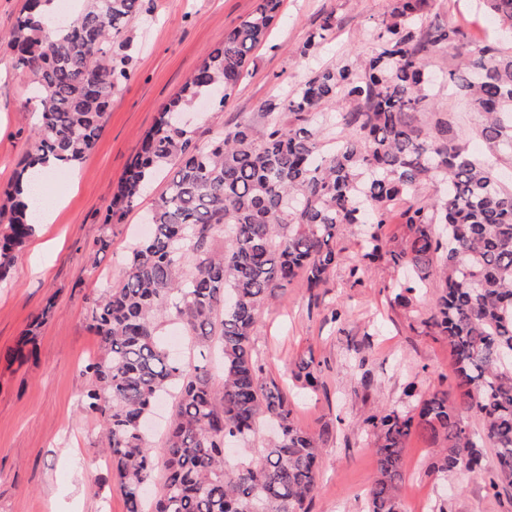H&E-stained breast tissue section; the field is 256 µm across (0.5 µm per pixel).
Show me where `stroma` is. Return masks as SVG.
<instances>
[{
	"mask_svg": "<svg viewBox=\"0 0 512 512\" xmlns=\"http://www.w3.org/2000/svg\"><path fill=\"white\" fill-rule=\"evenodd\" d=\"M258 2L144 0L142 17L129 26L131 76L112 95L100 139L82 161L49 180L50 194L60 201L53 220L39 225L9 278L0 281V512H126L105 460L101 426L83 410L92 385L84 367L100 352L90 314L106 287L121 283L130 247L147 236L144 217L170 168L154 176L121 221L108 224L104 216L113 187L162 106ZM22 4L0 0V189L32 149L39 109L32 74L8 49ZM389 8L390 0H282L267 40L252 52L248 74L224 107L204 102L193 108L196 140L203 144L217 130L260 122L264 104L284 98L313 69L352 55L368 57L373 29ZM329 12L336 17L329 41L316 56L298 57L296 48ZM451 63L445 50L428 59L438 78V110L415 118L425 125L445 116L457 139L472 154L484 155L478 116L448 93ZM104 237L110 246L102 251L98 241ZM359 241L358 227L345 228L325 286L311 292L293 281L263 308L253 329L259 364L294 397L296 424L328 433L312 512H366L376 464L363 419L412 408L414 399L404 394L408 384L424 394L456 384L447 341L424 326L435 307L434 289H423L404 307L391 289L393 268L381 263L353 277ZM50 301L53 316L38 329L25 358L13 359L21 333ZM336 309L341 317H333ZM304 361L317 371V392L301 387ZM434 459L433 445L412 435L404 454V512H432L439 499L447 512H512V487L496 492L463 474L449 476L447 495H438Z\"/></svg>",
	"mask_w": 512,
	"mask_h": 512,
	"instance_id": "stroma-1",
	"label": "stroma"
}]
</instances>
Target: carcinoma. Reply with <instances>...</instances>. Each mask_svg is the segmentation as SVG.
<instances>
[{
    "label": "carcinoma",
    "instance_id": "obj_1",
    "mask_svg": "<svg viewBox=\"0 0 512 512\" xmlns=\"http://www.w3.org/2000/svg\"><path fill=\"white\" fill-rule=\"evenodd\" d=\"M46 0H25L10 49L36 80L39 122L34 152L0 192V281L33 234L41 180L37 163L80 162L99 140L112 92L130 78L131 39L113 43L142 14V0H85L80 20L58 23ZM281 0L256 10L224 35L143 137L112 191L104 223L143 195L154 171L176 170L151 208L150 236L130 251L122 283L94 301L90 328L101 345L85 370L93 378L84 411L103 426L106 455L127 512H310L324 461L321 435L301 429L288 392L258 364L253 327L262 308L295 278L323 287L336 266V234L364 226L351 274L384 261L410 277L392 284L408 304L423 287L437 293L425 327L444 337L456 392L437 390L418 412L391 408L367 417L376 476L368 512H402L403 454L415 432L439 447L432 472L484 474L483 448L494 450L491 489L512 486V185L496 164L468 153L448 121L414 124L435 111L427 59L455 52L448 91L483 117L477 135L512 163V49L473 39L455 25L428 21L430 0H392L374 35L376 49L310 75L264 121L216 131L204 145L176 119L197 98H229L251 52L266 41ZM487 15L512 30V0H482ZM336 19L324 16L296 54L325 44ZM440 181L442 195L421 197ZM407 229L388 246L383 228L393 207ZM224 235V251L211 248ZM175 315L200 349L224 358L221 397L206 365L178 363L158 338ZM174 394L165 436L160 493L145 430L155 403ZM476 411L471 427L462 413ZM280 429L258 459L224 464V449L248 442L263 420Z\"/></svg>",
    "mask_w": 512,
    "mask_h": 512
}]
</instances>
